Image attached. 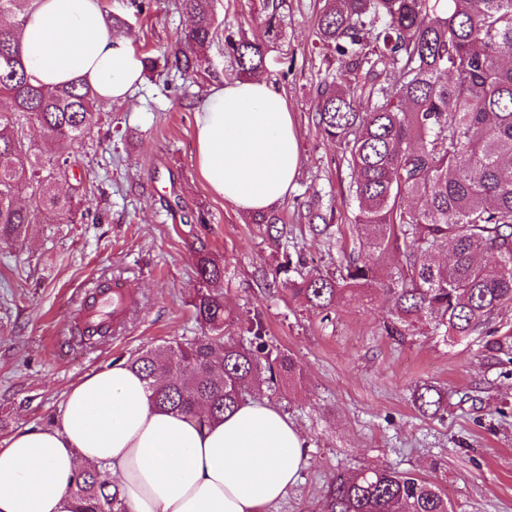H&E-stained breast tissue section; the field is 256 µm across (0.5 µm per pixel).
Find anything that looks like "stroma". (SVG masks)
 Here are the masks:
<instances>
[{
	"mask_svg": "<svg viewBox=\"0 0 512 512\" xmlns=\"http://www.w3.org/2000/svg\"><path fill=\"white\" fill-rule=\"evenodd\" d=\"M324 6L283 0L284 35L263 69L283 90L298 133L300 166L276 206L287 246L201 181L193 128L206 85L174 70L147 72L128 103L103 106L99 130L76 156V174L93 183L83 220L62 224L47 212L30 226L23 251L0 247V445L20 430L52 426L68 389L86 374L200 335L189 302L200 286L197 252L205 249L224 260L229 335L261 316L270 350L303 368L300 385L259 388L309 446L296 483L264 512H324L337 474L377 466L435 479L454 512H512V363L487 359L483 348L489 337L512 348V308L463 341L418 331L395 340L385 331L393 316L379 288L400 266L394 249L378 261V285L322 312L272 282L283 252L301 256L313 276L338 272L343 257L359 252L353 172L314 119L320 83L343 66L317 36ZM103 8L128 24L135 51L160 66L188 26L178 0H151L141 13L131 0H103ZM215 18L218 28L264 37L254 0H216ZM314 213L331 224V236L313 231ZM104 278L122 279L135 305L118 334L83 346L70 329L85 284ZM429 385L453 395L435 415L414 402Z\"/></svg>",
	"mask_w": 512,
	"mask_h": 512,
	"instance_id": "1",
	"label": "stroma"
}]
</instances>
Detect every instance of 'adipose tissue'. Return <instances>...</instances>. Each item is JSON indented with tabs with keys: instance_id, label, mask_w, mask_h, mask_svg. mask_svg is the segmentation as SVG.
I'll use <instances>...</instances> for the list:
<instances>
[{
	"instance_id": "ef3b65f1",
	"label": "adipose tissue",
	"mask_w": 512,
	"mask_h": 512,
	"mask_svg": "<svg viewBox=\"0 0 512 512\" xmlns=\"http://www.w3.org/2000/svg\"><path fill=\"white\" fill-rule=\"evenodd\" d=\"M20 43L33 84L82 81L123 103L142 81L141 57L102 0H31ZM197 169L207 189L256 214L284 200L300 164L281 90L262 77L211 86L194 111ZM303 433L276 407L243 403L223 422L158 411L145 382L120 363L73 385L52 429L0 446V512H74L82 467L106 466L129 512H263L299 477Z\"/></svg>"
}]
</instances>
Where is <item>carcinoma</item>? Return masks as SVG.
Listing matches in <instances>:
<instances>
[{
  "instance_id": "1",
  "label": "carcinoma",
  "mask_w": 512,
  "mask_h": 512,
  "mask_svg": "<svg viewBox=\"0 0 512 512\" xmlns=\"http://www.w3.org/2000/svg\"><path fill=\"white\" fill-rule=\"evenodd\" d=\"M215 0H179L193 24L177 40L173 65L192 79L222 71L207 51L216 37ZM30 0H0V245L23 246L44 211L75 223L84 178L72 154L97 127L101 104L84 83L34 86L22 61L20 33ZM283 0H262L264 40L224 34V57L240 78L264 69L282 36ZM318 37L335 44L344 70L323 81L315 120L343 145L355 172L352 192L361 255L339 275L287 280L293 296L318 309L370 287L376 261L402 255L398 281L385 288L400 339L422 324L466 339L512 306V0H326ZM43 144L31 154L25 126ZM75 181L63 194L59 185ZM452 245V259L436 252ZM201 288L190 306L203 335L143 349L127 366L146 381L156 407L221 420L252 388L303 379L289 354L272 355L256 317L243 333L224 335V264L201 251ZM75 512H128L118 488L95 465L69 484ZM324 512H453L439 485L410 472L369 468L339 475Z\"/></svg>"
}]
</instances>
